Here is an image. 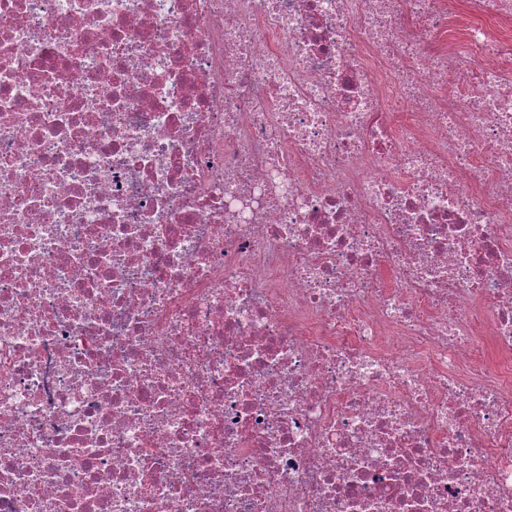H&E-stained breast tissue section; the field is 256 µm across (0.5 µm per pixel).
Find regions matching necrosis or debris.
Returning <instances> with one entry per match:
<instances>
[{
    "mask_svg": "<svg viewBox=\"0 0 512 512\" xmlns=\"http://www.w3.org/2000/svg\"><path fill=\"white\" fill-rule=\"evenodd\" d=\"M0 0V512H512V0Z\"/></svg>",
    "mask_w": 512,
    "mask_h": 512,
    "instance_id": "4bbe7bcc",
    "label": "necrosis or debris"
}]
</instances>
